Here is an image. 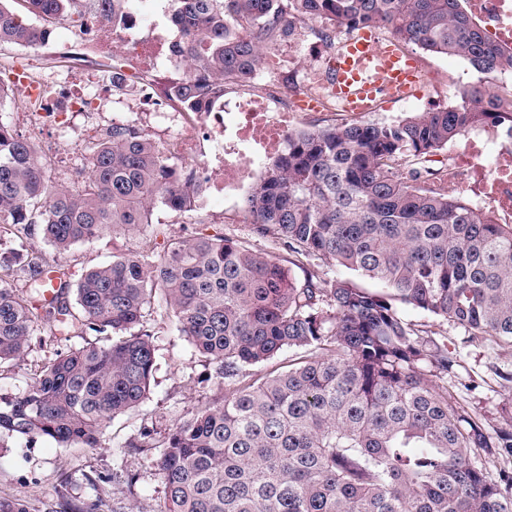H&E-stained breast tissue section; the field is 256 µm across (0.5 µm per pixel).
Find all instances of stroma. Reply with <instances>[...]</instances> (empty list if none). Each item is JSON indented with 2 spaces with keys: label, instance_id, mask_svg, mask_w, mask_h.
I'll use <instances>...</instances> for the list:
<instances>
[{
  "label": "stroma",
  "instance_id": "obj_1",
  "mask_svg": "<svg viewBox=\"0 0 512 512\" xmlns=\"http://www.w3.org/2000/svg\"><path fill=\"white\" fill-rule=\"evenodd\" d=\"M84 23L83 17L68 13L51 29L47 44L38 47L0 45V64L16 58H29L36 67L53 65L55 53L75 39ZM277 52L289 55L288 68L277 73H260L259 83L288 85L303 91L302 75L313 65L322 45L314 37L302 36L280 43ZM426 84L446 87L449 98H456L459 88L450 78L465 67L461 60L428 52H419ZM77 86L97 92L100 111L130 113L146 111L138 85L125 90L112 86L105 72L74 76ZM30 107L23 97L0 108V122L15 133L34 138L42 157L47 158V175L53 183L67 184L73 191L82 189L90 167L88 147L103 137L102 124L76 118V128L64 130L53 119L32 125ZM243 207H225L223 199L204 198L198 211L176 214L156 207L153 221L159 225L157 235L112 234L71 247L57 255L56 261L68 274L70 283H78L83 274L94 267L111 262L113 254L139 251L154 246L155 256H162V246L170 239L189 240L200 235H224L236 239L249 238L248 225L243 224ZM406 320L430 325L435 339L448 347L458 364L448 378V393L453 400L484 419L488 426L503 427L512 415V346L488 338H471L452 323L433 321L426 313L407 307ZM150 330L155 346L154 381L148 398L135 410L111 421L100 444L95 448L63 447L49 439L9 440L0 448V497L24 501L28 512H55L58 491H65L75 502L101 500L104 512H156L164 498V485L153 466L157 449L121 455L118 445L136 436L141 426L165 431L189 412L203 407L218 397L221 387L212 378V367L199 355L187 337L179 335L172 310L160 307L152 315ZM82 338L71 342L57 341L47 329L35 332L29 349L16 360L0 365V397L21 396L42 366L56 352L68 345H82ZM125 460L128 468L139 474L133 491H118L112 486V467Z\"/></svg>",
  "mask_w": 512,
  "mask_h": 512
}]
</instances>
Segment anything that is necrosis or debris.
Listing matches in <instances>:
<instances>
[{"instance_id":"4bbe7bcc","label":"necrosis or debris","mask_w":512,"mask_h":512,"mask_svg":"<svg viewBox=\"0 0 512 512\" xmlns=\"http://www.w3.org/2000/svg\"><path fill=\"white\" fill-rule=\"evenodd\" d=\"M461 5L500 49L512 52V0H461ZM142 22L139 0H132L125 31L95 15L89 33L123 58L130 75L145 78L167 52L159 41L134 35ZM498 94L496 117L450 143L424 186L467 199L491 223L512 224V77L500 78ZM304 119L284 85L227 97L202 112H137L128 122L139 128L163 124L164 150L196 161L207 194L233 200L248 194L263 167L282 156L289 132Z\"/></svg>"}]
</instances>
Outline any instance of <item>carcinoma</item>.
<instances>
[{"mask_svg": "<svg viewBox=\"0 0 512 512\" xmlns=\"http://www.w3.org/2000/svg\"><path fill=\"white\" fill-rule=\"evenodd\" d=\"M7 2L0 44L44 43L74 5L115 28L126 19V0H19L40 18L34 26ZM456 2L171 0L182 73L164 99L197 112L252 82L283 41L307 33L331 56L336 31L380 27L402 46L512 75V54ZM497 107L495 88L476 83L449 107L397 123L290 133L243 212L252 238L307 267L302 280L224 236L172 240L157 262L151 249L114 255L74 289L47 277L53 265L38 252L0 265V362L29 348L39 322L59 340L110 338L56 353L22 396L0 397V447L5 437L98 447L114 418L147 399L159 298L214 365L224 396L164 434L144 426L124 444L160 449L157 512H512V470L493 479L469 457L475 448L512 458V426L491 431L448 400L455 358L402 315L412 307L512 345V224H491L463 199L421 187L426 158ZM89 152L85 187L73 193L47 178L32 140L0 123V224L37 230L62 253L105 233L144 231L159 203L176 214L199 209L203 184L132 126L112 125ZM284 351L288 366L272 365ZM258 365L270 369L247 379Z\"/></svg>", "mask_w": 512, "mask_h": 512, "instance_id": "cac0c4a2", "label": "carcinoma"}]
</instances>
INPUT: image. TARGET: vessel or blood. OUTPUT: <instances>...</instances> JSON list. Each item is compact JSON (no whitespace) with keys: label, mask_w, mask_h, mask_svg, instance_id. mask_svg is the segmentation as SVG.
<instances>
[{"label":"vessel or blood","mask_w":512,"mask_h":512,"mask_svg":"<svg viewBox=\"0 0 512 512\" xmlns=\"http://www.w3.org/2000/svg\"><path fill=\"white\" fill-rule=\"evenodd\" d=\"M329 84L348 112H367L384 97L411 93L418 60L396 43H381L375 32L360 31L331 59Z\"/></svg>","instance_id":"1"}]
</instances>
